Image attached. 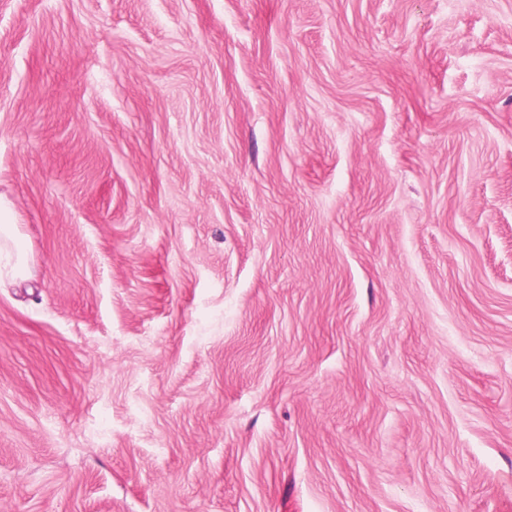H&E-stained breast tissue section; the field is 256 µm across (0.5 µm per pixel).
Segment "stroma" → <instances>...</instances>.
I'll list each match as a JSON object with an SVG mask.
<instances>
[{
  "mask_svg": "<svg viewBox=\"0 0 512 512\" xmlns=\"http://www.w3.org/2000/svg\"><path fill=\"white\" fill-rule=\"evenodd\" d=\"M0 512H512V0H0ZM0 280L2 277H11L23 273L26 269L25 255L21 250L12 253L9 243L16 241L17 224L10 223L3 215L0 206ZM5 259V262L3 260Z\"/></svg>",
  "mask_w": 512,
  "mask_h": 512,
  "instance_id": "35a3bbf8",
  "label": "stroma"
}]
</instances>
